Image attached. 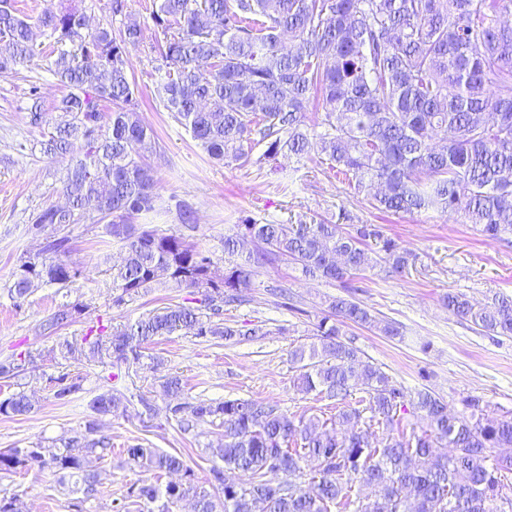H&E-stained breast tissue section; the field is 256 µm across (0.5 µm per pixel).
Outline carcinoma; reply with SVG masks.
Here are the masks:
<instances>
[{
  "label": "carcinoma",
  "instance_id": "carcinoma-1",
  "mask_svg": "<svg viewBox=\"0 0 512 512\" xmlns=\"http://www.w3.org/2000/svg\"><path fill=\"white\" fill-rule=\"evenodd\" d=\"M512 0H157L151 19L163 34L158 52L167 68L157 88L164 108L218 162L257 163L286 156L317 160L343 175L381 212L437 209L457 223L475 224L489 240L512 235ZM56 42L70 45L53 62L65 94L55 132L45 143L53 158L70 157L62 180L64 207L46 205L29 217L30 231L45 235L42 256L27 258L10 286L23 299L37 279L70 287L79 270L62 259L70 224L92 214L108 220L122 243L123 262L112 271L113 305L141 297L156 284L190 289L197 297L170 301L133 323L91 326L58 347L65 360L111 361L120 370L140 363L160 338L184 331L197 338L230 340L240 332L224 323V308L248 301L258 269L294 261L311 279L345 283L385 264L403 275L412 254L374 224H259L244 219L224 237V252L255 248L216 276L214 261L184 233L159 234L133 221L155 211L157 181L144 152L153 132L136 110L129 48L143 39L139 25L86 31V17L68 5L38 18ZM292 46L281 45L283 35ZM34 56L33 31L10 0H0V74L17 73ZM29 124L45 113L38 86ZM322 112L308 116L311 99ZM81 152L71 154L73 141ZM445 306L491 336L512 337V298L480 306L448 292ZM74 302L48 315L43 329L56 335L86 318ZM401 335L360 302L336 297L315 324L314 342L291 353L296 388L336 400L322 421L295 416L259 400L213 402L184 395L179 377L160 378L169 397L166 421L183 432L201 423L224 428L211 449L212 489L197 484L183 455L135 444L128 462L144 473L177 475L160 488L146 479L111 502L110 512L156 505L174 512L191 498L195 512H512V416L491 410L480 396L463 400L458 415L429 391L409 394L382 367L359 356L345 327ZM32 353L0 363V379L16 378ZM82 376L50 378L54 398L66 403L82 390ZM364 396L353 400L357 386ZM132 405L155 420L158 409L143 392L118 388L89 402L93 419L81 433L27 451H0V473L48 468L84 499L97 497L90 456L112 453L111 438L97 434L98 418ZM412 407L422 422L405 435L399 413ZM34 409L23 391L0 399V415ZM382 427L381 440L371 428ZM281 475L274 483L270 474ZM308 479V488L300 480ZM368 489L361 496L354 484Z\"/></svg>",
  "mask_w": 512,
  "mask_h": 512
}]
</instances>
